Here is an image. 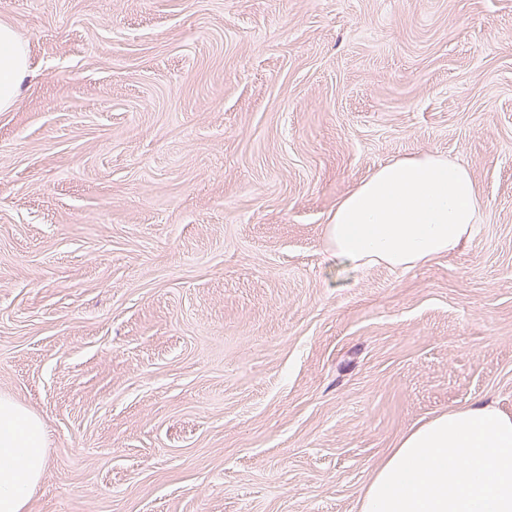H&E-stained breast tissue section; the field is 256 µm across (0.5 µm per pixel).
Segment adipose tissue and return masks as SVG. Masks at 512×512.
<instances>
[{
    "instance_id": "1",
    "label": "adipose tissue",
    "mask_w": 512,
    "mask_h": 512,
    "mask_svg": "<svg viewBox=\"0 0 512 512\" xmlns=\"http://www.w3.org/2000/svg\"><path fill=\"white\" fill-rule=\"evenodd\" d=\"M29 75L27 47L0 22V112L18 106ZM481 208L463 165L423 154L360 183L338 204L326 236L348 265L408 269L471 238ZM47 461L41 419L0 395V512H27ZM359 512H512V416L475 403L408 431L373 474Z\"/></svg>"
}]
</instances>
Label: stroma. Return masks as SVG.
<instances>
[{"label":"stroma","mask_w":512,"mask_h":512,"mask_svg":"<svg viewBox=\"0 0 512 512\" xmlns=\"http://www.w3.org/2000/svg\"><path fill=\"white\" fill-rule=\"evenodd\" d=\"M0 395L28 512H358L391 448L512 415V0H0ZM464 165L472 238L333 254L380 166ZM29 76L27 47L11 24L0 22V112L18 106L22 85ZM46 431L41 419L7 395H0V512H27L47 467Z\"/></svg>","instance_id":"1"}]
</instances>
